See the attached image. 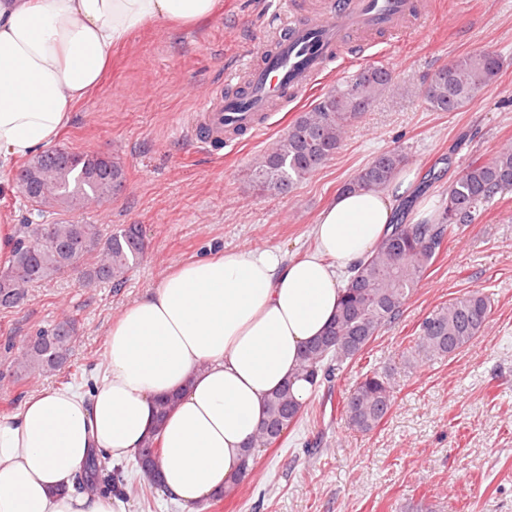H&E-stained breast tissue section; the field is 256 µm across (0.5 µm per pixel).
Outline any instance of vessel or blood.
<instances>
[{"label": "vessel or blood", "instance_id": "1", "mask_svg": "<svg viewBox=\"0 0 512 512\" xmlns=\"http://www.w3.org/2000/svg\"><path fill=\"white\" fill-rule=\"evenodd\" d=\"M421 0H280L271 20L275 42L250 65L241 91L200 98L183 130L209 144L267 124L269 101L295 102L335 72L345 39L358 32L410 33Z\"/></svg>", "mask_w": 512, "mask_h": 512}]
</instances>
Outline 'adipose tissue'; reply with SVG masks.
Listing matches in <instances>:
<instances>
[{
  "label": "adipose tissue",
  "instance_id": "adipose-tissue-1",
  "mask_svg": "<svg viewBox=\"0 0 512 512\" xmlns=\"http://www.w3.org/2000/svg\"><path fill=\"white\" fill-rule=\"evenodd\" d=\"M217 3L0 0V175L55 141L113 49L154 23L196 26ZM410 190L405 178L338 193L299 257L224 250L177 265L113 319L91 395L45 391L0 418V512H112L111 499L73 493L75 473L91 453L118 463L149 439L162 450L163 490L197 512L239 474L267 396L289 380L299 401L311 397L292 376L336 312L337 271L374 250ZM170 394L157 421L156 401Z\"/></svg>",
  "mask_w": 512,
  "mask_h": 512
}]
</instances>
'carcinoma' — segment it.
I'll return each instance as SVG.
<instances>
[{"instance_id":"obj_1","label":"carcinoma","mask_w":512,"mask_h":512,"mask_svg":"<svg viewBox=\"0 0 512 512\" xmlns=\"http://www.w3.org/2000/svg\"><path fill=\"white\" fill-rule=\"evenodd\" d=\"M503 63L492 51L457 56L439 69L424 88L398 86L382 65L359 70L346 83L329 90L309 112L300 115L250 168L249 178L261 192L286 195L340 149L348 127L361 112L387 97H420L433 112H459L500 74ZM404 163L399 149L374 157L346 190L380 189L393 182ZM24 198L44 218L21 225V235L7 266L0 269V309L20 306L31 286L71 273L88 286L119 287L146 253L141 226L128 224L104 233L97 224L61 220L66 213L86 211L112 199L125 180L119 158L93 151L46 150L31 157L15 173ZM512 188V145L495 149L489 158L464 169L449 185L445 207L436 224L405 220L359 262L347 278L342 300L327 331L302 353L299 374L319 388L354 360L399 316L427 269L459 224H470L484 206ZM491 313L490 299L479 290L456 296L424 317L403 364L452 356L479 336ZM77 329L73 322L52 324L24 337L23 349L9 361L14 381L27 374L55 375L70 366ZM394 402V370L372 369L341 402V417L358 431L378 428ZM290 385L266 401V418L244 450L236 485L244 484L255 465L254 449L278 444L304 413ZM161 450L149 441L136 453L140 487H158ZM125 479L107 469L93 453L79 470L74 488L84 494L123 493Z\"/></svg>"}]
</instances>
